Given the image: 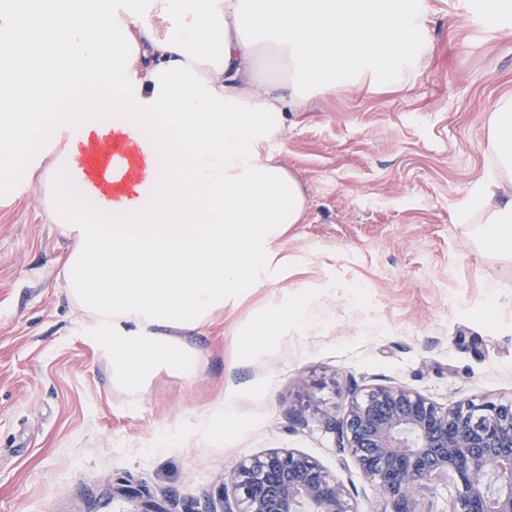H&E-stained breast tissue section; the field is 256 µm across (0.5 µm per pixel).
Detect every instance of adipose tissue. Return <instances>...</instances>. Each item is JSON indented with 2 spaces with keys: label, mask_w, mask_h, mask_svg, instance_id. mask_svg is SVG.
I'll return each mask as SVG.
<instances>
[{
  "label": "adipose tissue",
  "mask_w": 512,
  "mask_h": 512,
  "mask_svg": "<svg viewBox=\"0 0 512 512\" xmlns=\"http://www.w3.org/2000/svg\"><path fill=\"white\" fill-rule=\"evenodd\" d=\"M119 18L137 45L132 65L142 99L153 96L159 65L189 64L221 96L249 104L267 103L280 112L301 111L314 88L355 87L371 80L400 86L430 47L428 0H156L151 31L128 13ZM283 69L272 83L258 73L261 60ZM488 147L494 159L477 181L462 212L481 215L484 246L512 252V100L490 103ZM134 153L114 167L112 150L124 140ZM90 148L92 169L77 161L79 146ZM157 147L144 126L121 117L62 130L57 143L31 173L45 188L49 167L82 179L90 193L112 202L113 214L148 205L157 183ZM85 336L108 356L112 381L140 396L156 372L189 378L199 369L186 327L151 324L145 317H105L82 312Z\"/></svg>",
  "instance_id": "obj_1"
}]
</instances>
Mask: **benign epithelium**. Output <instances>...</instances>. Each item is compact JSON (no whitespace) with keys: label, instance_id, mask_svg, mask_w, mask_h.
I'll return each mask as SVG.
<instances>
[{"label":"benign epithelium","instance_id":"7a95c632","mask_svg":"<svg viewBox=\"0 0 512 512\" xmlns=\"http://www.w3.org/2000/svg\"><path fill=\"white\" fill-rule=\"evenodd\" d=\"M336 434L383 496L381 512H431L429 482L451 477V512H512V399L439 404L398 384L349 391L341 415L313 416ZM219 512H354L346 486L292 448L224 470Z\"/></svg>","mask_w":512,"mask_h":512}]
</instances>
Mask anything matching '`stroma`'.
Here are the masks:
<instances>
[{
  "label": "stroma",
  "instance_id": "1",
  "mask_svg": "<svg viewBox=\"0 0 512 512\" xmlns=\"http://www.w3.org/2000/svg\"><path fill=\"white\" fill-rule=\"evenodd\" d=\"M432 51L403 88L317 92L266 142L301 183L304 223L281 266L189 338L202 368L166 371L139 399L112 385L65 296L69 243L35 186L0 197V512H211L225 467L293 448L355 491L379 493L313 411L349 386L401 384L431 400L512 399V259L459 211L493 163L486 105L512 97V13L489 27L468 0H429ZM500 283L490 294V283ZM315 311L295 324V304ZM278 336L249 330L264 313ZM234 417L201 442L200 417Z\"/></svg>",
  "mask_w": 512,
  "mask_h": 512
}]
</instances>
